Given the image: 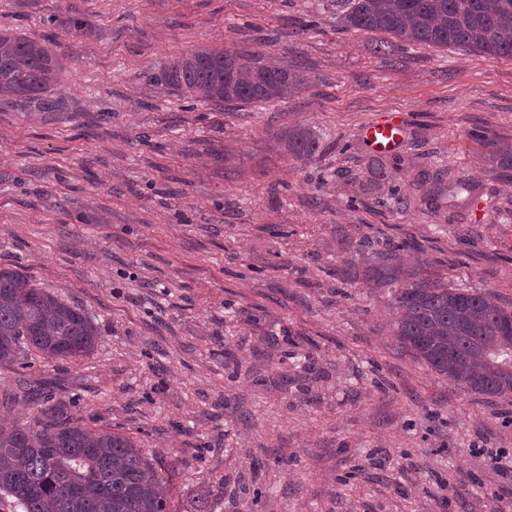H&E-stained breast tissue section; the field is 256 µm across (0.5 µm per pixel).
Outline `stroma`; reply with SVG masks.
Segmentation results:
<instances>
[{"label": "stroma", "mask_w": 512, "mask_h": 512, "mask_svg": "<svg viewBox=\"0 0 512 512\" xmlns=\"http://www.w3.org/2000/svg\"><path fill=\"white\" fill-rule=\"evenodd\" d=\"M84 22L75 29L74 19ZM53 36L68 112L0 109V267L86 310L77 358L0 367V422H29L27 378L91 430L138 441L172 512H512V401L460 391L393 332L396 282L358 243L406 240L404 274L512 306V60L337 30L324 0H0V30ZM203 44L259 49L310 84L224 106L155 81ZM401 113L392 207L362 126ZM317 135L309 161L268 134ZM476 185L414 197L421 171ZM355 262L358 278L342 270ZM482 141L489 149V156L495 164L496 172L504 180L512 181V144L498 142L488 136H483Z\"/></svg>", "instance_id": "35a3bbf8"}]
</instances>
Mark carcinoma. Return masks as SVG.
Listing matches in <instances>:
<instances>
[{
    "label": "carcinoma",
    "instance_id": "cac0c4a2",
    "mask_svg": "<svg viewBox=\"0 0 512 512\" xmlns=\"http://www.w3.org/2000/svg\"><path fill=\"white\" fill-rule=\"evenodd\" d=\"M336 28L382 32L393 38L376 46L381 56L400 44L470 51L512 59V0H330ZM63 64L54 44L17 30L0 33V105L28 112H69V101L55 93ZM164 84L202 101L231 104L281 101L309 85L298 68L261 51L204 46L162 70ZM278 152L295 160L316 155L314 131L298 127L272 134ZM496 172L512 181V144L484 136ZM389 196L400 208L409 197L394 182ZM401 243L372 253L374 280H399ZM399 316L395 335L435 374L468 394L512 398V308L483 294L428 278L405 281L395 290ZM99 331L90 315L71 306L29 277L0 268V366L28 367L27 355L75 358L94 347ZM38 416L25 427H0V507L8 512H169L168 482L144 449L123 434L89 430L75 422L68 407L50 397L37 404ZM212 492L200 487L182 512H211Z\"/></svg>",
    "mask_w": 512,
    "mask_h": 512
}]
</instances>
